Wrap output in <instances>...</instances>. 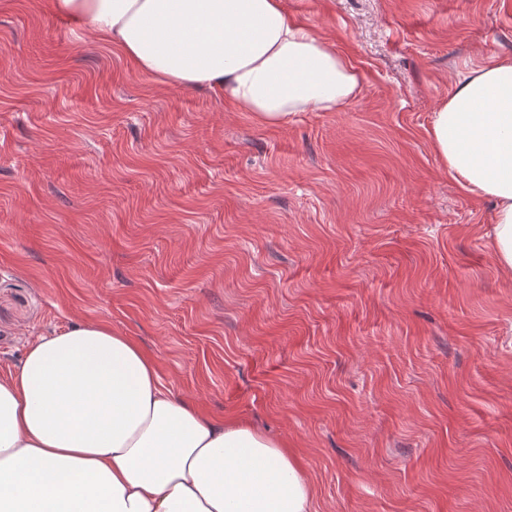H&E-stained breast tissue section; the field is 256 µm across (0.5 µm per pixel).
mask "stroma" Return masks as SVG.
Instances as JSON below:
<instances>
[{"instance_id":"obj_1","label":"stroma","mask_w":512,"mask_h":512,"mask_svg":"<svg viewBox=\"0 0 512 512\" xmlns=\"http://www.w3.org/2000/svg\"><path fill=\"white\" fill-rule=\"evenodd\" d=\"M360 96L263 125L0 6V371L104 321L305 463L315 512H512V269L432 114L512 0H285Z\"/></svg>"}]
</instances>
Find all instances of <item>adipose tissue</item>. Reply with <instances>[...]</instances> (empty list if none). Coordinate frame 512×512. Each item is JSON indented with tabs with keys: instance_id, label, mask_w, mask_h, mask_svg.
<instances>
[{
	"instance_id": "1",
	"label": "adipose tissue",
	"mask_w": 512,
	"mask_h": 512,
	"mask_svg": "<svg viewBox=\"0 0 512 512\" xmlns=\"http://www.w3.org/2000/svg\"><path fill=\"white\" fill-rule=\"evenodd\" d=\"M135 71L208 87L264 125L356 100L351 59L284 0H50ZM432 145L466 192L495 201L512 268V61L474 67L434 112ZM0 512H314L288 446L167 390L157 359L105 322L29 344L0 374Z\"/></svg>"
}]
</instances>
